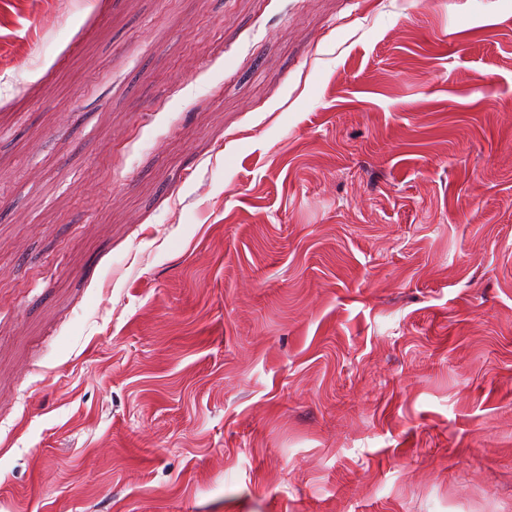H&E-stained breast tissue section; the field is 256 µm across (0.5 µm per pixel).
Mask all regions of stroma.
Here are the masks:
<instances>
[{
	"label": "stroma",
	"instance_id": "1",
	"mask_svg": "<svg viewBox=\"0 0 512 512\" xmlns=\"http://www.w3.org/2000/svg\"><path fill=\"white\" fill-rule=\"evenodd\" d=\"M0 512H512V0H0Z\"/></svg>",
	"mask_w": 512,
	"mask_h": 512
}]
</instances>
